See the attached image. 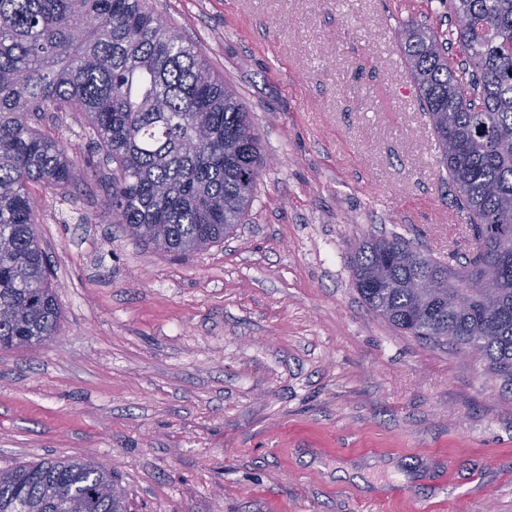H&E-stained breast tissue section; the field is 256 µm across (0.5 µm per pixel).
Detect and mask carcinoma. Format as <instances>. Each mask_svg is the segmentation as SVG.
<instances>
[{
    "mask_svg": "<svg viewBox=\"0 0 512 512\" xmlns=\"http://www.w3.org/2000/svg\"><path fill=\"white\" fill-rule=\"evenodd\" d=\"M448 37L395 32L474 248L453 266L399 234L351 258L367 307L399 331L512 379V0H442ZM465 58L464 79L448 45ZM70 112L111 167L105 210L162 253L224 242L267 164L244 103L146 0H0V347L56 335L60 312L36 233L32 183L74 199L78 159L43 120ZM497 265L498 282L481 266ZM0 512H127L112 472L85 459L0 470Z\"/></svg>",
    "mask_w": 512,
    "mask_h": 512,
    "instance_id": "carcinoma-1",
    "label": "carcinoma"
}]
</instances>
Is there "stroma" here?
<instances>
[{
	"label": "stroma",
	"mask_w": 512,
	"mask_h": 512,
	"mask_svg": "<svg viewBox=\"0 0 512 512\" xmlns=\"http://www.w3.org/2000/svg\"><path fill=\"white\" fill-rule=\"evenodd\" d=\"M223 73L267 165L224 242L164 255L30 190L62 320L0 349V469L91 456L129 512H512V381L370 312L350 257L473 243L394 31L440 0H150ZM69 153L84 125L47 113Z\"/></svg>",
	"instance_id": "stroma-1"
}]
</instances>
